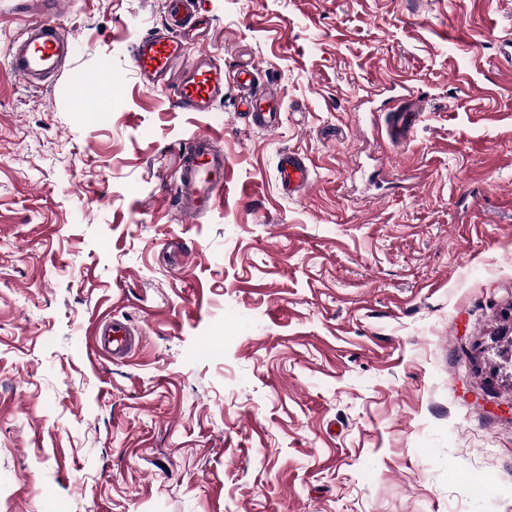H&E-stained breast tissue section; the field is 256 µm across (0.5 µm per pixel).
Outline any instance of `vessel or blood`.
Here are the masks:
<instances>
[{
	"mask_svg": "<svg viewBox=\"0 0 512 512\" xmlns=\"http://www.w3.org/2000/svg\"><path fill=\"white\" fill-rule=\"evenodd\" d=\"M203 0H165L166 14L171 25L164 33L143 36L134 45L130 62L143 81L158 84L172 63L184 54L181 29L191 24L209 28L213 19L202 5ZM41 9L35 20L22 32L11 37L6 45L7 65L19 82L39 89L56 75L63 60L73 52V44L61 35L54 17L59 0H39ZM238 87L247 94L249 102L244 116L250 126L270 128L277 121L271 109L262 107L263 95L255 87V72L245 68L236 74ZM224 93V67L215 56L198 55L189 65L183 80L174 90L175 105L189 112H209ZM399 122L389 123L386 136L389 143L398 145L410 139L418 120L408 96L393 101ZM278 178L284 194L307 189L312 174L305 160L294 153H282L278 161ZM174 198L183 214L194 216L219 206L224 199V157L212 148L208 133H198L182 152V164L176 176ZM98 346L110 352L113 359L126 358L139 344L140 338L129 321L110 319L98 324L95 331Z\"/></svg>",
	"mask_w": 512,
	"mask_h": 512,
	"instance_id": "obj_1",
	"label": "vessel or blood"
}]
</instances>
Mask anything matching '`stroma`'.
I'll list each match as a JSON object with an SVG mask.
<instances>
[{"instance_id": "stroma-1", "label": "stroma", "mask_w": 512, "mask_h": 512, "mask_svg": "<svg viewBox=\"0 0 512 512\" xmlns=\"http://www.w3.org/2000/svg\"><path fill=\"white\" fill-rule=\"evenodd\" d=\"M0 0V512H512V0H207L184 45L253 67L247 125L147 88L164 0H65L76 51L10 73ZM105 109L86 112L77 90ZM423 116L380 136L394 89ZM209 132L224 202L184 216ZM302 155L310 187L283 194ZM142 339L101 357L100 321ZM237 86L247 94L248 99L247 109L244 116L247 119L248 125L253 127L271 128L277 121V112H272V107L264 108L261 102L264 94L258 92L255 88V72L253 68L237 69L236 74ZM278 178L284 194L292 195L309 187L311 170L305 160L292 152H283L278 161Z\"/></svg>"}]
</instances>
